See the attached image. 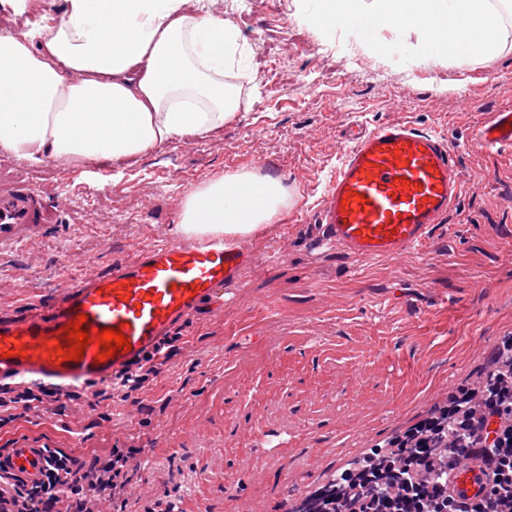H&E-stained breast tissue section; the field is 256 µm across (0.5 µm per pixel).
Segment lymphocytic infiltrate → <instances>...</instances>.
<instances>
[{
    "label": "lymphocytic infiltrate",
    "instance_id": "1",
    "mask_svg": "<svg viewBox=\"0 0 512 512\" xmlns=\"http://www.w3.org/2000/svg\"><path fill=\"white\" fill-rule=\"evenodd\" d=\"M494 369L479 395L461 390L448 406L447 417L430 416L410 432L414 452L390 461L386 482L375 478L372 463L362 465L359 482L337 498L332 512H512V339L492 355ZM450 439L445 457L432 455L431 445ZM133 450L111 449L83 465L70 454L54 450L55 475L47 482L22 487L23 512H50L60 498H87L97 493L126 505L125 477ZM484 458L492 478L474 497L454 496L443 481L445 470L463 459Z\"/></svg>",
    "mask_w": 512,
    "mask_h": 512
}]
</instances>
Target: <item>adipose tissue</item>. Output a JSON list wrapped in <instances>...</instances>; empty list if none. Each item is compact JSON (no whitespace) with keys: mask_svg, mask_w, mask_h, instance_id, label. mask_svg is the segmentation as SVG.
<instances>
[{"mask_svg":"<svg viewBox=\"0 0 512 512\" xmlns=\"http://www.w3.org/2000/svg\"><path fill=\"white\" fill-rule=\"evenodd\" d=\"M246 54L235 26L191 0H62L0 34V152L87 165L220 133L240 107L226 76ZM287 205L279 178L227 175L184 196L177 232L247 236Z\"/></svg>","mask_w":512,"mask_h":512,"instance_id":"ef3b65f1","label":"adipose tissue"}]
</instances>
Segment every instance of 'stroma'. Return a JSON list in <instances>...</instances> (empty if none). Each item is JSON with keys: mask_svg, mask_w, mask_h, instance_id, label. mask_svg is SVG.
Instances as JSON below:
<instances>
[{"mask_svg": "<svg viewBox=\"0 0 512 512\" xmlns=\"http://www.w3.org/2000/svg\"><path fill=\"white\" fill-rule=\"evenodd\" d=\"M253 67L221 134L174 140L112 166L0 154V187L40 195L55 218L0 244V310L51 299L137 251L178 241L184 196L229 173L279 177L286 208L246 236L255 251L227 292L179 330L144 395L89 400L81 460L134 449L125 512H288L376 444L401 436L490 370L512 336V147L480 133L512 106V49L404 65L359 37L299 25L301 0H208ZM408 120L455 149L463 193L427 245L353 261L323 245L316 210L344 129ZM79 252L71 265L67 257ZM73 407L0 427V448H58Z\"/></svg>", "mask_w": 512, "mask_h": 512, "instance_id": "stroma-1", "label": "stroma"}]
</instances>
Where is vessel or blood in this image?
I'll return each mask as SVG.
<instances>
[{"mask_svg": "<svg viewBox=\"0 0 512 512\" xmlns=\"http://www.w3.org/2000/svg\"><path fill=\"white\" fill-rule=\"evenodd\" d=\"M490 146L512 147V108L492 113L481 131ZM347 146L319 204L318 222L326 246L353 260L384 259L427 242L462 194L454 150L434 132L394 120L348 134ZM49 214L28 191L0 189V243L47 223ZM252 248L224 237L170 242L139 251L105 275L74 283L51 304L35 301L21 311L0 314V390L51 383L62 401L93 398L110 390L125 370L162 365L167 334L237 282L253 265ZM85 316L93 341L78 361H58L56 348L70 349L67 325ZM105 328L121 330L131 351L117 350L96 361L103 348L94 338ZM51 451L15 447L0 452V512H20L17 481L32 485L47 472ZM487 481L481 464L458 470L456 492L475 496Z\"/></svg>", "mask_w": 512, "mask_h": 512, "instance_id": "obj_1", "label": "vessel or blood"}]
</instances>
